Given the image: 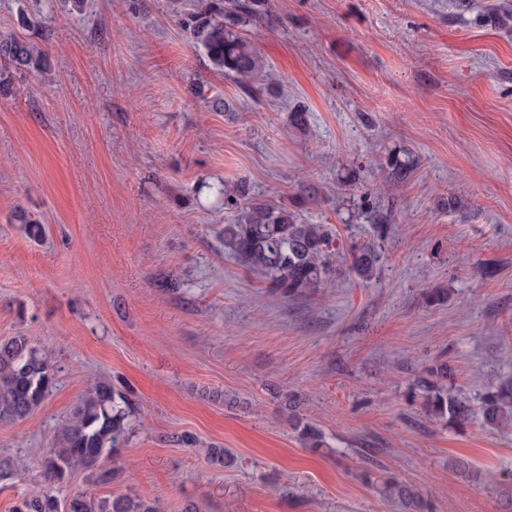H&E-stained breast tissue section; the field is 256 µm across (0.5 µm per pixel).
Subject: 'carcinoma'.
Instances as JSON below:
<instances>
[{"label": "carcinoma", "mask_w": 512, "mask_h": 512, "mask_svg": "<svg viewBox=\"0 0 512 512\" xmlns=\"http://www.w3.org/2000/svg\"><path fill=\"white\" fill-rule=\"evenodd\" d=\"M257 17L250 0H201L187 13L182 24L193 43L203 49L213 68L232 74L249 94L252 82L264 68L254 45L235 32L236 22ZM0 60L8 67L48 74L52 67L48 52L38 44L7 33L0 35ZM224 205H242L241 216L224 225V250L245 268L268 280L269 288L284 299L309 296L336 271L330 261L333 242L317 224H305L299 214L275 207L256 197L245 198V189L226 184L218 190ZM22 230L32 239L45 236L44 225L25 211L16 215ZM378 256L362 250L351 256L349 270L364 280L374 276ZM445 362L424 368L412 385L422 400L425 415L444 426L464 429L470 422L469 400L449 382ZM56 381V369L46 353L24 335L0 341V424L16 423L35 413ZM131 395L109 382L93 384L79 406L61 425L55 445L42 461L48 489L21 499L13 512H160L159 501L128 494L95 498L84 493L60 499L54 487L69 479L78 468L96 470V479L108 483L114 468L101 464L125 443L135 418ZM482 426L499 430L512 426V383L492 384L482 396ZM305 445L313 450L326 447L322 433L310 424L299 429ZM209 463L229 468L234 457L223 447L207 449ZM363 481L382 498L404 512H428L421 492L394 477L379 476L366 469Z\"/></svg>", "instance_id": "obj_1"}]
</instances>
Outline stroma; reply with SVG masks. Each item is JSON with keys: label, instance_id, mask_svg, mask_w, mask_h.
<instances>
[{"label": "stroma", "instance_id": "1", "mask_svg": "<svg viewBox=\"0 0 512 512\" xmlns=\"http://www.w3.org/2000/svg\"><path fill=\"white\" fill-rule=\"evenodd\" d=\"M22 3L34 27L19 28ZM188 9L0 0V33L22 32L54 68L0 64V340L27 336L57 368L39 409L0 425L14 465L0 512L46 488L59 424L103 380L139 413L119 473L76 470L59 497L397 512L360 480L371 467L429 512H512V428L441 427L410 393L436 362L475 407L512 378V0H263L238 26L265 62L257 104L194 48ZM236 182L322 225L336 263L375 247L374 278L272 292L224 250L239 211L217 191ZM296 416L327 451L305 448ZM183 432L197 447L170 443ZM214 444L234 468L208 463Z\"/></svg>", "mask_w": 512, "mask_h": 512}]
</instances>
